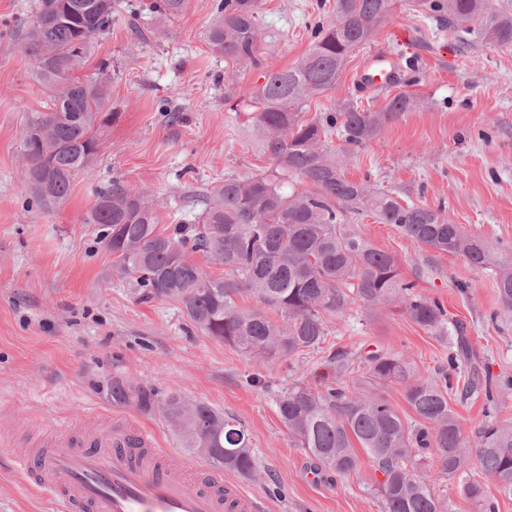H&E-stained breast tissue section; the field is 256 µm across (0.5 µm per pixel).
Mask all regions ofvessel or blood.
Instances as JSON below:
<instances>
[{
    "mask_svg": "<svg viewBox=\"0 0 512 512\" xmlns=\"http://www.w3.org/2000/svg\"><path fill=\"white\" fill-rule=\"evenodd\" d=\"M405 69L385 48L365 54L356 74L360 92L402 85ZM20 489L57 498L65 512H266L258 497L225 484L214 470L193 467L179 475L155 435L136 424L115 422L107 431L91 423L61 422L15 457Z\"/></svg>",
    "mask_w": 512,
    "mask_h": 512,
    "instance_id": "vessel-or-blood-1",
    "label": "vessel or blood"
}]
</instances>
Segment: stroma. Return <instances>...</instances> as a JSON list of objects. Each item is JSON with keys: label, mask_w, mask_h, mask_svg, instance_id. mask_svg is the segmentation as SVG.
Returning a JSON list of instances; mask_svg holds the SVG:
<instances>
[{"label": "stroma", "mask_w": 512, "mask_h": 512, "mask_svg": "<svg viewBox=\"0 0 512 512\" xmlns=\"http://www.w3.org/2000/svg\"><path fill=\"white\" fill-rule=\"evenodd\" d=\"M38 0H0V512H60L58 501L24 496L13 470L16 448L60 422L113 417L157 435L174 466L193 459L159 413L112 401V384L132 381L159 396L177 393L236 417L258 460L255 476L225 473V483L268 503L267 512H383L371 492L377 474L368 459L339 475L322 467L292 438L278 415L279 396L331 375V353L383 349L402 355L419 377L448 362V345L390 308L367 319L360 305L332 319L318 348L289 359H257L202 336L176 304L141 303L112 274L113 256L86 221L112 180L139 188L158 208L162 227L198 223L194 192L269 169L270 160L243 106L224 99L229 69L207 39L211 0H188L178 16L142 15L152 37L134 45L125 20L97 41L83 74L106 58L110 128L91 175L78 176L68 198L28 208L17 153L25 113L47 94L31 78L32 60L14 39ZM335 0H262L260 68L237 69V87L261 83L262 71L304 56L312 28L335 18ZM407 32L399 41V32ZM372 46L399 54L405 82L397 92H359L353 76L364 52L347 60L335 90L311 99L307 116L345 101L382 109L394 94L412 106L352 151L349 180L388 190L401 203L441 210L451 223L482 235L492 247L512 244V49L442 24L434 13L398 0ZM178 111L171 125L162 109ZM358 233L398 261L401 275L425 297L440 299L493 374L512 376V312H502L493 270L439 254L364 213Z\"/></svg>", "instance_id": "stroma-1"}]
</instances>
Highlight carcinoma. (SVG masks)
Here are the masks:
<instances>
[{
    "label": "carcinoma",
    "mask_w": 512,
    "mask_h": 512,
    "mask_svg": "<svg viewBox=\"0 0 512 512\" xmlns=\"http://www.w3.org/2000/svg\"><path fill=\"white\" fill-rule=\"evenodd\" d=\"M421 10L448 17L453 27L475 25L490 44L512 47V15L492 12L484 0H414ZM187 0H150L140 11L168 17L181 14ZM394 0H336V21L317 24L307 55L296 64L262 73L263 82L244 94L263 151L272 161L268 174L224 184L202 195L198 224L159 227L158 210L131 186L116 180L98 194L85 219L100 227V242L115 255L113 275L139 302L178 305L204 336L258 357L292 356L320 346L328 322L354 303L373 319L397 304L418 326L448 339V367L422 380L402 356H365L338 351L330 358L333 379L319 389L295 387L277 401L288 432L324 468L348 475L359 468V452L382 480L375 484L383 512H447L433 492L427 461L436 460L444 477L461 478V493L481 512H496L487 488L466 478L476 465L503 493H512V426L489 421L473 443L464 434L448 400L459 389L467 399L482 395L492 406L512 393V377L493 376L472 364L468 338L449 331L448 311L438 299L415 291L400 277L391 254L373 247L348 223V216L372 212L411 240L439 253L465 258L495 271L497 294L512 310V246L489 249L477 233L447 221L441 212L403 205L398 198L346 178L345 152L374 138L382 125L399 117L410 99L399 96L383 109L361 111L348 102L340 112L307 119L309 99L335 89L346 60L368 43L389 17ZM214 18L206 31L212 50L235 65H258L259 0H212ZM120 0H40L30 19L15 32L34 61V80L49 90L45 110L26 113L19 154L26 167L28 203L38 208L63 201L74 178L92 169L102 139L118 113L109 108L110 61L100 60L91 76L76 75L92 55L96 40L110 30ZM339 129L345 149L330 146ZM307 185L291 193L288 180ZM202 254L224 267V277L205 274L191 259ZM253 294L262 310H244L237 298ZM469 364L460 385L451 373ZM352 376V386L341 377ZM405 387L416 418L405 421L381 392ZM112 400L162 409L178 417L187 405L192 417L175 437L184 451L224 449L204 457L213 468L250 476L257 471L249 436L235 418L178 395L161 400L153 388L112 384Z\"/></svg>",
    "instance_id": "obj_1"
}]
</instances>
